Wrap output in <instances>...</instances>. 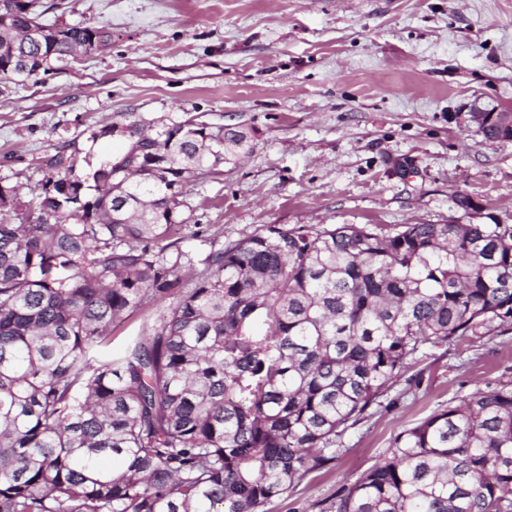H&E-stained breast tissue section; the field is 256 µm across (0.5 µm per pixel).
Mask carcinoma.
I'll return each mask as SVG.
<instances>
[{"instance_id":"carcinoma-1","label":"carcinoma","mask_w":512,"mask_h":512,"mask_svg":"<svg viewBox=\"0 0 512 512\" xmlns=\"http://www.w3.org/2000/svg\"><path fill=\"white\" fill-rule=\"evenodd\" d=\"M0 0V76L25 82L112 31ZM62 145L29 197L0 181V512H263L336 460L427 349L512 326L511 224H266L180 247L186 185L250 149L242 129L138 112ZM197 268L191 288L180 272ZM165 311L112 349L114 328ZM321 512H512V380L394 439Z\"/></svg>"}]
</instances>
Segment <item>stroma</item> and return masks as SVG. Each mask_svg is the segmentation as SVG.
<instances>
[{
  "label": "stroma",
  "mask_w": 512,
  "mask_h": 512,
  "mask_svg": "<svg viewBox=\"0 0 512 512\" xmlns=\"http://www.w3.org/2000/svg\"><path fill=\"white\" fill-rule=\"evenodd\" d=\"M44 20L112 31L103 50L17 85L0 77V179L33 189L61 142L101 158L90 134L120 112L205 114L253 148L190 184L196 225L225 242L264 224H511L512 140L489 141L473 108L512 109V0H39ZM469 196L463 212L456 196ZM512 379V328L430 349L343 436L329 467L265 512H319L404 429Z\"/></svg>",
  "instance_id": "obj_1"
}]
</instances>
